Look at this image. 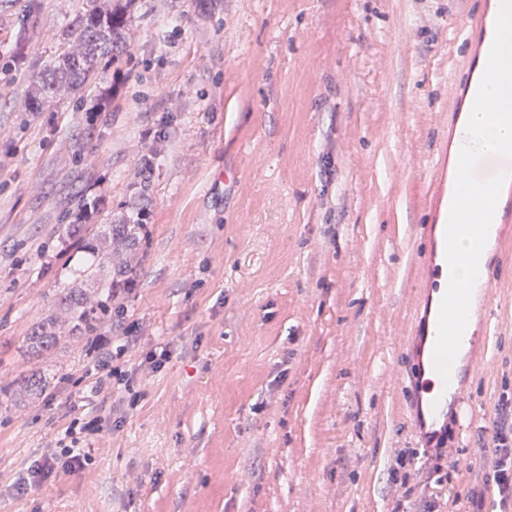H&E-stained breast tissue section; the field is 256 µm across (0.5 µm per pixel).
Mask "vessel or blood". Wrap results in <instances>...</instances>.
I'll return each instance as SVG.
<instances>
[{
    "instance_id": "b4317fda",
    "label": "vessel or blood",
    "mask_w": 512,
    "mask_h": 512,
    "mask_svg": "<svg viewBox=\"0 0 512 512\" xmlns=\"http://www.w3.org/2000/svg\"><path fill=\"white\" fill-rule=\"evenodd\" d=\"M499 6L500 0H476L474 8L465 10L463 14L461 27L467 54L461 75L452 84L448 97V125L443 141L448 153L434 164L425 198L427 259L419 270L422 298L412 316V335L405 351L410 365L406 387L409 402L415 409L429 407L430 426L439 436L448 427V386L431 364L430 356L434 352L438 308L443 297L439 283L448 273L445 228L458 165V157L451 153L450 148L462 113L472 108L491 48L489 37L495 31ZM488 237L494 242L499 255L512 252V183L500 192Z\"/></svg>"
}]
</instances>
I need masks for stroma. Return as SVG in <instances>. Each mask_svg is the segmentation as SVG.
<instances>
[{
	"instance_id": "1",
	"label": "stroma",
	"mask_w": 512,
	"mask_h": 512,
	"mask_svg": "<svg viewBox=\"0 0 512 512\" xmlns=\"http://www.w3.org/2000/svg\"><path fill=\"white\" fill-rule=\"evenodd\" d=\"M86 4L0 0V387L64 375L0 408V512H390L395 451L419 450L420 469L434 451L401 375L422 196L464 56L448 0H140L122 97L91 125L92 87L28 111L30 77ZM80 193L102 204L77 238L64 216ZM136 202L135 292L80 342L27 353L76 259ZM494 280L487 360L449 404L466 467L439 512H467L478 436L512 396V260ZM114 356L131 389L96 388ZM94 414L109 424L93 464L17 492Z\"/></svg>"
}]
</instances>
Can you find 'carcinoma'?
<instances>
[{"label": "carcinoma", "instance_id": "carcinoma-1", "mask_svg": "<svg viewBox=\"0 0 512 512\" xmlns=\"http://www.w3.org/2000/svg\"><path fill=\"white\" fill-rule=\"evenodd\" d=\"M138 9L137 0H87V8L67 30L65 45L55 64L34 75L26 93L27 108L39 112L44 100L58 94L71 95L85 85H99L97 106L106 110L113 102V79L109 72L127 50L130 27ZM141 224H111L106 248H93L77 270L80 281H96L102 268L109 265L112 249L134 250ZM133 268L124 265L113 272L108 283L95 292L85 288H65L58 298V309L70 320V339L77 342L92 333L104 316L112 315V293L133 282ZM58 315L53 314L26 337L27 350L40 353L55 344ZM55 374H34L21 390L31 398L39 397L54 380Z\"/></svg>", "mask_w": 512, "mask_h": 512}]
</instances>
